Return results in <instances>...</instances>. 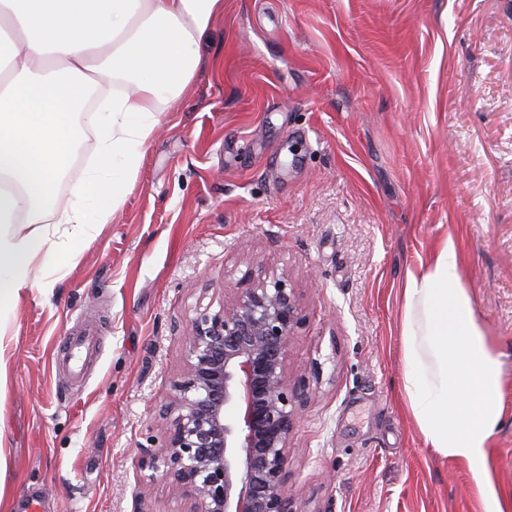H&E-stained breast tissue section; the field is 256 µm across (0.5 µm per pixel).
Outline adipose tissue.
<instances>
[{"label": "adipose tissue", "mask_w": 512, "mask_h": 512, "mask_svg": "<svg viewBox=\"0 0 512 512\" xmlns=\"http://www.w3.org/2000/svg\"><path fill=\"white\" fill-rule=\"evenodd\" d=\"M224 0H0V388L24 295L51 288L121 204L161 105L193 80L199 38ZM112 99L92 113L97 162L67 202L57 189L77 118L104 74ZM70 225L65 237L47 222ZM401 385L429 448L472 471L480 512H512L493 478L504 352L480 321L453 238L401 290Z\"/></svg>", "instance_id": "ef3b65f1"}]
</instances>
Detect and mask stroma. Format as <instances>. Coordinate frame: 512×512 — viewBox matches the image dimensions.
I'll return each mask as SVG.
<instances>
[{
	"instance_id": "obj_1",
	"label": "stroma",
	"mask_w": 512,
	"mask_h": 512,
	"mask_svg": "<svg viewBox=\"0 0 512 512\" xmlns=\"http://www.w3.org/2000/svg\"><path fill=\"white\" fill-rule=\"evenodd\" d=\"M198 53L111 222L16 309L9 512H134L143 493L186 512L141 450L166 439L189 319L273 267L300 296L288 372L310 393L294 512H476L401 387L400 290L447 236L507 355L493 457L512 489V0H224ZM85 328L76 376L60 348Z\"/></svg>"
}]
</instances>
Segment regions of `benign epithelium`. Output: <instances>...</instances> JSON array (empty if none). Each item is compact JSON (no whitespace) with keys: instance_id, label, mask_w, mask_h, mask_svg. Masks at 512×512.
<instances>
[{"instance_id":"benign-epithelium-1","label":"benign epithelium","mask_w":512,"mask_h":512,"mask_svg":"<svg viewBox=\"0 0 512 512\" xmlns=\"http://www.w3.org/2000/svg\"><path fill=\"white\" fill-rule=\"evenodd\" d=\"M301 322L297 289L275 269L188 321V363L166 396L165 443L143 449L144 466L188 501L187 512H294L285 467L307 396L287 359Z\"/></svg>"}]
</instances>
